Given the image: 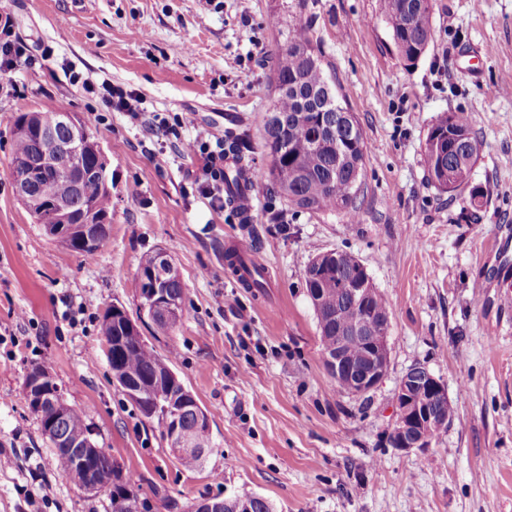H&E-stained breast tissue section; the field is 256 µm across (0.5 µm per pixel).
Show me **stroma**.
Returning <instances> with one entry per match:
<instances>
[{
	"instance_id": "1",
	"label": "stroma",
	"mask_w": 512,
	"mask_h": 512,
	"mask_svg": "<svg viewBox=\"0 0 512 512\" xmlns=\"http://www.w3.org/2000/svg\"><path fill=\"white\" fill-rule=\"evenodd\" d=\"M433 38L407 63L381 0H0L30 58L0 73V512H111L59 476L23 383L47 365L82 408L98 447L132 476L151 512L250 492L273 512H512V0H432ZM303 24L363 132L359 213L285 205L270 182L254 222L212 208L195 138L218 146L248 130L266 167L263 124L273 54ZM112 83L138 118L71 81ZM71 112L110 161L112 222L94 258L48 236L14 193V121ZM444 112L470 119L480 148L472 185L431 182L427 133ZM266 278L238 286L233 243ZM166 249L185 285L169 334L139 315L142 255ZM354 255L389 302L390 363L368 393L335 386L304 274L323 251ZM117 305L207 413L213 446L184 467L114 383L100 319ZM448 389L455 421L430 447L387 439L394 390L412 366ZM52 486L44 496L43 486Z\"/></svg>"
}]
</instances>
